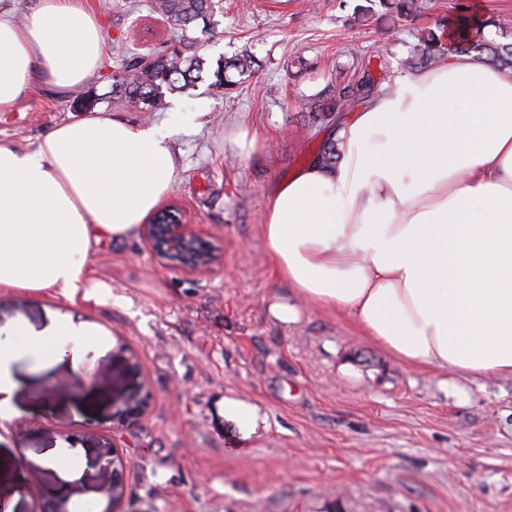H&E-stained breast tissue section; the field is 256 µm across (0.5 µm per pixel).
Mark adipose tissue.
<instances>
[{
  "label": "adipose tissue",
  "instance_id": "adipose-tissue-1",
  "mask_svg": "<svg viewBox=\"0 0 512 512\" xmlns=\"http://www.w3.org/2000/svg\"><path fill=\"white\" fill-rule=\"evenodd\" d=\"M103 49L81 0L0 17V112L34 82L81 85ZM336 151L268 198L260 229L279 276L405 364L512 375V69L449 53L366 101ZM178 173L166 134L100 109L31 150L0 146V289L100 291L89 257L134 235ZM89 334L52 315L0 344V418L17 413L21 357L79 364Z\"/></svg>",
  "mask_w": 512,
  "mask_h": 512
}]
</instances>
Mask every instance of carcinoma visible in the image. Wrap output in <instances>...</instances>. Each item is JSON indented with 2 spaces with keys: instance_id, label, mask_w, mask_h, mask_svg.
<instances>
[{
  "instance_id": "carcinoma-1",
  "label": "carcinoma",
  "mask_w": 512,
  "mask_h": 512,
  "mask_svg": "<svg viewBox=\"0 0 512 512\" xmlns=\"http://www.w3.org/2000/svg\"><path fill=\"white\" fill-rule=\"evenodd\" d=\"M155 12L168 20L177 22L181 31L185 32L197 20L203 19L219 9L218 0H154ZM490 25L499 31L504 41L496 44L481 43L472 39V22L467 16H461L455 22L458 40L448 43L436 31H430L422 39L418 55L408 61V67L428 68L448 51L471 52L485 51L487 60L504 67L512 68V27L509 22L489 18L481 26ZM189 43L180 38L172 44V50L150 55L144 59L136 57L123 63L117 76L112 78V99L128 102L141 112H155L160 109L166 96L185 92L203 79L207 61L201 55L188 53ZM250 58L242 56L234 59H219L213 72L215 81L211 87L221 89L226 85L224 74L230 69L244 72L251 68ZM377 67L380 78H373L369 70ZM392 87L388 65L381 55L376 60H368L362 75L355 81L336 87L330 97L328 110L331 112H349L353 102L366 101L379 92L388 91Z\"/></svg>"
}]
</instances>
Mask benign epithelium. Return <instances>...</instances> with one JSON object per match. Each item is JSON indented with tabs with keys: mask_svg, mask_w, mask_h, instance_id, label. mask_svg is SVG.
Segmentation results:
<instances>
[{
	"mask_svg": "<svg viewBox=\"0 0 512 512\" xmlns=\"http://www.w3.org/2000/svg\"><path fill=\"white\" fill-rule=\"evenodd\" d=\"M145 233L156 255L165 259V265L171 269L193 272L205 265L199 259L194 248L201 243L203 234L189 224H147ZM147 395L142 388L131 391L124 402V408L117 412L115 420L119 423L140 417L146 406ZM100 464L112 469V481L101 488V492L114 504L121 503L127 495L124 478L126 463L118 449L103 445L96 449Z\"/></svg>",
	"mask_w": 512,
	"mask_h": 512,
	"instance_id": "1",
	"label": "benign epithelium"
}]
</instances>
